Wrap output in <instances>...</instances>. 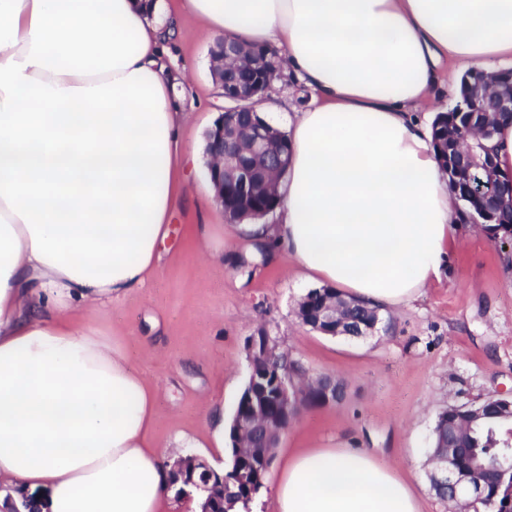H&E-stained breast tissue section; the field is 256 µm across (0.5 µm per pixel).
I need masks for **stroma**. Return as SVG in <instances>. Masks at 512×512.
Returning <instances> with one entry per match:
<instances>
[{"mask_svg": "<svg viewBox=\"0 0 512 512\" xmlns=\"http://www.w3.org/2000/svg\"><path fill=\"white\" fill-rule=\"evenodd\" d=\"M182 18L174 62L195 105L183 127L199 153L192 191L172 218L173 235L144 288L99 308L75 310L123 344L131 365L156 393V442L202 437L208 407L232 418L249 374L252 336H271L307 375H330L340 401L304 410L279 441L286 449L333 443L364 450L411 485L421 512H452L430 486V437L448 406H473L512 392V247L464 228L440 281L383 316L374 333L331 337L302 325L298 302L310 291L286 256L247 247L224 213L199 229L208 202L205 141L225 103L214 83V40ZM208 249H201L200 234Z\"/></svg>", "mask_w": 512, "mask_h": 512, "instance_id": "1", "label": "stroma"}]
</instances>
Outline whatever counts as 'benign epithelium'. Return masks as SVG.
<instances>
[{
	"label": "benign epithelium",
	"mask_w": 512,
	"mask_h": 512,
	"mask_svg": "<svg viewBox=\"0 0 512 512\" xmlns=\"http://www.w3.org/2000/svg\"><path fill=\"white\" fill-rule=\"evenodd\" d=\"M213 58L219 63L218 81L224 99L229 106L208 131V170L216 188V201L224 205V194L234 192L249 199L258 191V174L266 175L265 181L280 173L286 165L288 148L273 150L272 140L278 136L276 130L263 122L255 111L257 100L265 97L274 78L280 73L282 62L269 50H248L228 39L221 40L213 50ZM468 165L459 167L448 162V174L453 177L454 188L472 196L485 194V186L493 185L494 167L491 151L480 142L468 146ZM267 202L258 209H248L247 216L262 217L272 213L278 206L277 194L267 187ZM313 307L296 308L295 315L305 326L331 336L364 337L370 330L345 327L336 323V299L325 291H312ZM319 391V402L329 403L343 396L342 384L327 375L312 377ZM492 405L503 418L512 419V394L481 403L480 407H459L450 423L443 424V431H458L460 425L481 418L486 405ZM305 408L302 394L294 377L284 371L270 338L261 333L250 343V374L231 421V469L237 494L251 497L262 483L263 472L272 461L273 441L280 440L292 422ZM261 427L263 438L270 439L271 448L255 463L243 452L242 439L255 427ZM438 460L432 482L446 492L450 500L482 501L490 485L501 487L512 479V442L506 441L498 449L502 458L485 465L460 468L457 457L443 448L437 451ZM204 478L210 495L224 491V473L210 467L205 461L189 456L173 465L170 487L176 494L186 492L188 487L198 486L197 478Z\"/></svg>",
	"instance_id": "1"
}]
</instances>
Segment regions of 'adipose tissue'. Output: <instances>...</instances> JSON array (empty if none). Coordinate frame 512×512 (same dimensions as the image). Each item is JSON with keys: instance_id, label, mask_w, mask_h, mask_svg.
Returning a JSON list of instances; mask_svg holds the SVG:
<instances>
[{"instance_id": "obj_1", "label": "adipose tissue", "mask_w": 512, "mask_h": 512, "mask_svg": "<svg viewBox=\"0 0 512 512\" xmlns=\"http://www.w3.org/2000/svg\"><path fill=\"white\" fill-rule=\"evenodd\" d=\"M0 0V489L41 512H162L177 448L121 343L75 309L144 287L192 156L179 14L275 49L313 100L287 119L277 221L240 225L300 277L383 312L439 280L466 217L432 145L443 65L512 64V0ZM271 512H420L366 452L285 457Z\"/></svg>"}]
</instances>
